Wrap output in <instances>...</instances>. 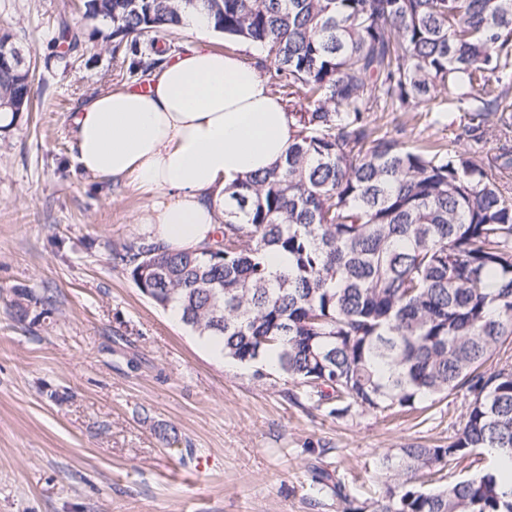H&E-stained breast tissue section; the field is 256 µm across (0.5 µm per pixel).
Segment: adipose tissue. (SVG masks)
<instances>
[{"mask_svg": "<svg viewBox=\"0 0 512 512\" xmlns=\"http://www.w3.org/2000/svg\"><path fill=\"white\" fill-rule=\"evenodd\" d=\"M295 119L256 67L193 46L156 69L146 88L108 89L73 117L76 162L102 180L157 194L144 218L167 249L214 243L224 189L275 166Z\"/></svg>", "mask_w": 512, "mask_h": 512, "instance_id": "1", "label": "adipose tissue"}]
</instances>
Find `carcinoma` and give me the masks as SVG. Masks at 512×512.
I'll list each match as a JSON object with an SVG mask.
<instances>
[{
    "mask_svg": "<svg viewBox=\"0 0 512 512\" xmlns=\"http://www.w3.org/2000/svg\"><path fill=\"white\" fill-rule=\"evenodd\" d=\"M85 16L130 39L126 74L142 79L180 51L199 16L226 48L248 43L274 64L295 112L284 161L224 189V235L170 252L141 239L119 258L134 283L154 268L153 303L221 346L290 380L285 397L334 418L358 407L410 411L472 395L448 446L387 454L394 484L371 512H512V364L487 372L512 342V0H87ZM86 44L63 22L59 61ZM22 65L0 68V106L31 103ZM465 112L459 138L497 137L491 158L378 135L369 114ZM496 123H490V118ZM286 257L273 273L267 255ZM475 448L502 469L436 489L424 481ZM312 481L364 512L322 470Z\"/></svg>",
    "mask_w": 512,
    "mask_h": 512,
    "instance_id": "obj_1",
    "label": "carcinoma"
}]
</instances>
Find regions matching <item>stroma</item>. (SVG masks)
Segmentation results:
<instances>
[{
	"label": "stroma",
	"instance_id": "stroma-1",
	"mask_svg": "<svg viewBox=\"0 0 512 512\" xmlns=\"http://www.w3.org/2000/svg\"><path fill=\"white\" fill-rule=\"evenodd\" d=\"M63 17L81 21L93 62H44ZM1 27L32 55L40 109L0 131V512H340L312 467L369 503L387 485L383 454L456 438L466 390L421 414L334 419L285 398L277 371L213 357L145 297L115 252L144 237L155 194L75 162L74 112L129 83L111 26L81 0H0ZM466 121L376 115L406 145L493 155L495 138L457 141ZM24 290L37 299L20 320Z\"/></svg>",
	"mask_w": 512,
	"mask_h": 512
}]
</instances>
